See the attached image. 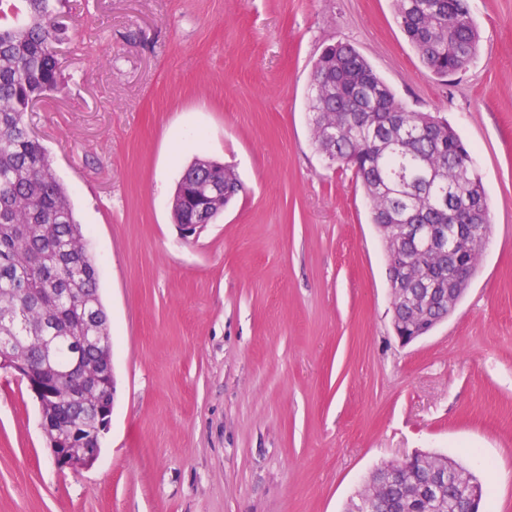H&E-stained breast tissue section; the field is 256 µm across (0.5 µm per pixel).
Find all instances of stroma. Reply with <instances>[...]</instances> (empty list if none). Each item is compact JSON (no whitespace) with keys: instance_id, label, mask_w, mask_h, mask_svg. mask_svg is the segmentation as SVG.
<instances>
[{"instance_id":"obj_1","label":"stroma","mask_w":512,"mask_h":512,"mask_svg":"<svg viewBox=\"0 0 512 512\" xmlns=\"http://www.w3.org/2000/svg\"><path fill=\"white\" fill-rule=\"evenodd\" d=\"M468 5L480 49L444 82L392 0H67L65 84L29 123L98 265L114 402L96 463L61 471L0 369V512H345L416 452L512 512V0ZM339 41L448 120L490 207L466 294L406 346L364 191L313 144L311 72ZM196 157L247 192L185 239L171 200Z\"/></svg>"}]
</instances>
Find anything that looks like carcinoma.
I'll list each match as a JSON object with an SVG mask.
<instances>
[{"label":"carcinoma","mask_w":512,"mask_h":512,"mask_svg":"<svg viewBox=\"0 0 512 512\" xmlns=\"http://www.w3.org/2000/svg\"><path fill=\"white\" fill-rule=\"evenodd\" d=\"M0 0V319L9 316L35 326L52 324L61 336L73 335L87 314L108 322L98 292V269L85 247L84 230L73 214L69 195L53 169L44 146L32 134L28 112L63 84L56 47L68 39L59 23L65 0ZM396 19L424 66L442 79L466 70L479 45V33L466 0H393ZM316 148H330L331 162L353 172L369 202L372 223L389 242L395 224L439 227L457 224L471 209L473 224H490V209L472 154L448 121L432 112H415L396 100L388 85L351 44L328 46L315 62L309 98ZM214 175L224 179V203L243 184L233 169L197 158L175 191L173 217L195 224V207L181 197L184 187ZM447 195V205L431 199ZM409 278L422 268L448 269L445 252L405 242L399 250ZM447 303L430 309V318L415 324L429 332ZM81 359L108 365L112 341L79 351ZM77 388L72 379L57 380L53 415L76 420L80 403L68 400ZM448 469L435 512H457V487L472 476L446 456L423 455L413 463L376 468L364 489L391 504V512H412L410 483Z\"/></svg>","instance_id":"obj_1"}]
</instances>
